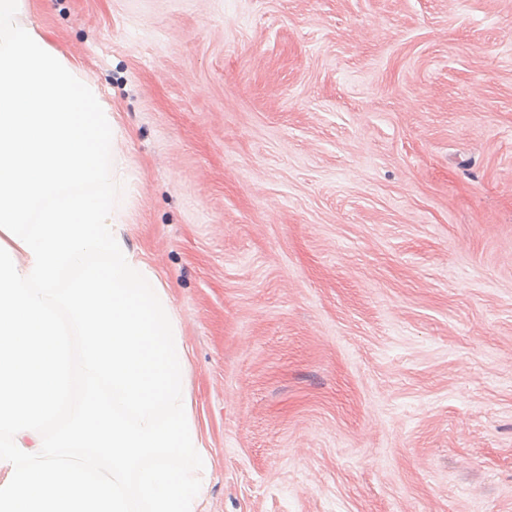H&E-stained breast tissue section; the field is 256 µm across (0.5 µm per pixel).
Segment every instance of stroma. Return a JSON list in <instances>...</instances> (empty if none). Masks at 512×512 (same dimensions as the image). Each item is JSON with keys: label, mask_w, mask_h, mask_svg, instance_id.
<instances>
[{"label": "stroma", "mask_w": 512, "mask_h": 512, "mask_svg": "<svg viewBox=\"0 0 512 512\" xmlns=\"http://www.w3.org/2000/svg\"><path fill=\"white\" fill-rule=\"evenodd\" d=\"M94 82L203 512H512V0H26Z\"/></svg>", "instance_id": "obj_1"}]
</instances>
